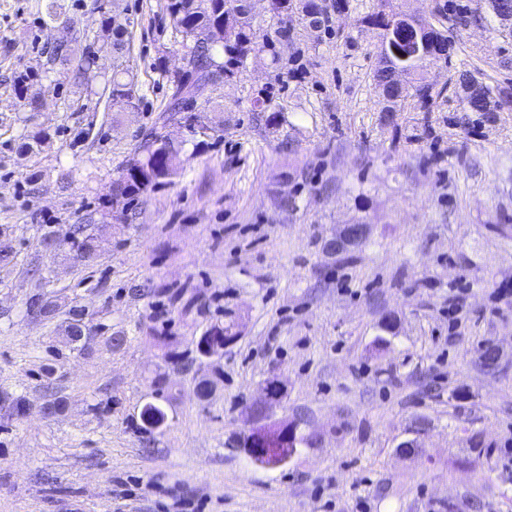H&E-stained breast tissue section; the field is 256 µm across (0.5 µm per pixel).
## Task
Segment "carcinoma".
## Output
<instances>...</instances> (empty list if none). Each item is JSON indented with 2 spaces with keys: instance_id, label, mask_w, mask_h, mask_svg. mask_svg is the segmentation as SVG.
I'll return each mask as SVG.
<instances>
[{
  "instance_id": "1",
  "label": "carcinoma",
  "mask_w": 512,
  "mask_h": 512,
  "mask_svg": "<svg viewBox=\"0 0 512 512\" xmlns=\"http://www.w3.org/2000/svg\"><path fill=\"white\" fill-rule=\"evenodd\" d=\"M340 9L339 3L320 4L318 0H305L304 16L310 25L320 26V15L329 10ZM169 14L172 16L175 30L182 39L183 47L187 48L192 64V73H176L168 77L172 94L166 111H182L183 101L192 97V89L201 80L215 82L223 76L234 75V68L240 67L252 54L260 50L259 36L253 27V15L247 8V0H170ZM434 21L429 23L430 30L442 36L430 55L420 58L407 65L406 73L416 71L426 61H448L447 42L452 40L448 29L443 26L445 7H439L432 13ZM47 17L53 23L68 29L73 40L84 43L83 58L86 68H91L97 60L101 49L111 50L117 58H125L130 54L131 40L128 29L118 21L117 16H103L101 26L112 32L106 39L89 35L76 29L74 17L67 14L64 5L51 0L47 5ZM395 13L378 11L366 17L368 24L380 30L381 51L379 62L374 71L373 80L376 86L387 90L383 97L380 111H397L398 101L408 91L407 85L395 84L392 74L403 61L391 50L386 40ZM221 46L226 60L218 63L214 58L216 46ZM458 85L463 92V101L472 112H500L512 107V88L503 87L492 90L477 79L470 71H463L458 76ZM143 95L139 93L130 76L129 68L116 65L112 69L111 89L107 97L105 109L113 106L119 110H131L139 105ZM178 149L169 141L154 139L143 147V155L135 160L126 171L112 182L111 193L115 198L131 197L144 192L160 183V177L168 175L170 168L178 162ZM103 239L93 233L87 224H77L65 239H58L51 232L41 236V245L53 252L66 249L85 261L93 259ZM16 253L12 245V229L0 225V273L10 270L14 265ZM28 311L48 321L57 317L56 306L41 300L35 295L29 302ZM58 327L68 340L78 342L84 334L86 325L83 313L76 310L69 312V317L62 320ZM140 417L145 429L160 428L166 418V412L158 405L147 403L143 406Z\"/></svg>"
}]
</instances>
